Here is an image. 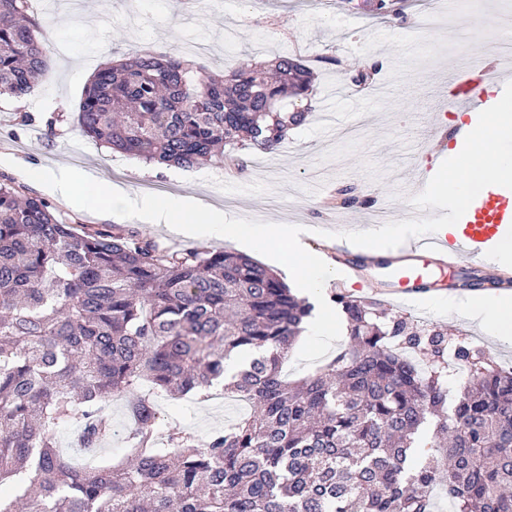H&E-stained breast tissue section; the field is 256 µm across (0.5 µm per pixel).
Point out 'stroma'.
Wrapping results in <instances>:
<instances>
[{
  "label": "stroma",
  "mask_w": 512,
  "mask_h": 512,
  "mask_svg": "<svg viewBox=\"0 0 512 512\" xmlns=\"http://www.w3.org/2000/svg\"><path fill=\"white\" fill-rule=\"evenodd\" d=\"M410 2L400 18L353 10L345 0H112L99 17L83 9L63 15L30 9L32 21L52 34V78L38 84L25 102L0 98V182L48 196L44 186L26 177V169L72 167L133 192L199 197L230 217L307 225L312 230L309 250L335 255L331 235L348 214L329 205L330 195L338 185L351 184L404 218L412 167L424 162L413 151L422 120L448 117L449 80L473 68L469 34L453 28L420 30L417 14L423 0ZM189 41L204 43V51L190 57L213 74L283 53L306 59L315 72L307 123L274 152L243 150L244 167L196 165L181 179L171 177L167 166L131 158L80 132L76 116L89 74L137 50H181ZM373 56L380 57L382 67L372 110L349 119L350 125L360 126L359 135L349 137L341 127L327 130V94ZM50 198L66 220L112 222L171 250L204 251L217 245L213 239L176 235L162 224L111 220L60 196ZM408 314L418 325L465 333L499 364L512 368V342L497 341L465 311L452 312L447 303L432 301ZM155 403L161 430L176 427L201 439L248 409L242 401L190 396L159 395Z\"/></svg>",
  "instance_id": "1"
}]
</instances>
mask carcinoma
I'll list each match as a JSON object with an SVG mask.
<instances>
[{
	"mask_svg": "<svg viewBox=\"0 0 512 512\" xmlns=\"http://www.w3.org/2000/svg\"><path fill=\"white\" fill-rule=\"evenodd\" d=\"M353 8L391 15L393 0ZM50 40L27 0H0V96L50 78ZM300 57L211 75L180 52L101 68L82 133L145 161L191 167L273 150L302 125ZM348 345L297 382L282 367L311 306L269 267L221 248L172 251L116 225L75 227L50 201L0 183V512H512V370L461 334L421 328L379 300L335 295ZM259 356L224 383L250 412L208 440L161 438L148 381L209 397L232 354ZM466 376L452 410L448 378ZM125 398L127 461L76 467L55 430L95 451ZM434 419L430 437L420 432Z\"/></svg>",
	"mask_w": 512,
	"mask_h": 512,
	"instance_id": "carcinoma-1",
	"label": "carcinoma"
}]
</instances>
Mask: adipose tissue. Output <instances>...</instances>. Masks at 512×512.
<instances>
[{
    "label": "adipose tissue",
    "instance_id": "obj_1",
    "mask_svg": "<svg viewBox=\"0 0 512 512\" xmlns=\"http://www.w3.org/2000/svg\"><path fill=\"white\" fill-rule=\"evenodd\" d=\"M473 141L465 153L468 174L463 186L448 191L457 210L469 211L492 187L512 182V103L505 101L480 120L470 122ZM473 317L498 340L512 339V301L493 300L474 306Z\"/></svg>",
    "mask_w": 512,
    "mask_h": 512
}]
</instances>
